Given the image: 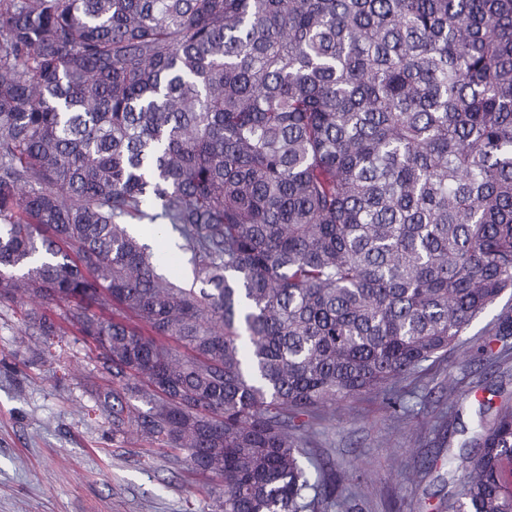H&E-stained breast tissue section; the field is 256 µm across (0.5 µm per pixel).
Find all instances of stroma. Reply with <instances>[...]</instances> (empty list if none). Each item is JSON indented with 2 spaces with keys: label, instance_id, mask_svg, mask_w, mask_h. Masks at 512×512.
<instances>
[{
  "label": "stroma",
  "instance_id": "35a3bbf8",
  "mask_svg": "<svg viewBox=\"0 0 512 512\" xmlns=\"http://www.w3.org/2000/svg\"><path fill=\"white\" fill-rule=\"evenodd\" d=\"M33 329L0 304V512H212L206 478L168 449L113 438L95 408L108 381L83 337L67 332L47 356ZM503 370L512 360L491 368L463 349L424 362L403 384L405 416L374 394L338 403L309 452L360 489L363 512H432L441 484L425 459L450 423L447 386L477 397Z\"/></svg>",
  "mask_w": 512,
  "mask_h": 512
}]
</instances>
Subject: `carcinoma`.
I'll return each instance as SVG.
<instances>
[{
    "label": "carcinoma",
    "instance_id": "obj_1",
    "mask_svg": "<svg viewBox=\"0 0 512 512\" xmlns=\"http://www.w3.org/2000/svg\"><path fill=\"white\" fill-rule=\"evenodd\" d=\"M507 292L512 0H0V302L63 306L112 437L176 451L216 512L344 508L308 421L398 412ZM511 352L512 307L476 346ZM491 393L427 460L462 471L438 512H512Z\"/></svg>",
    "mask_w": 512,
    "mask_h": 512
}]
</instances>
